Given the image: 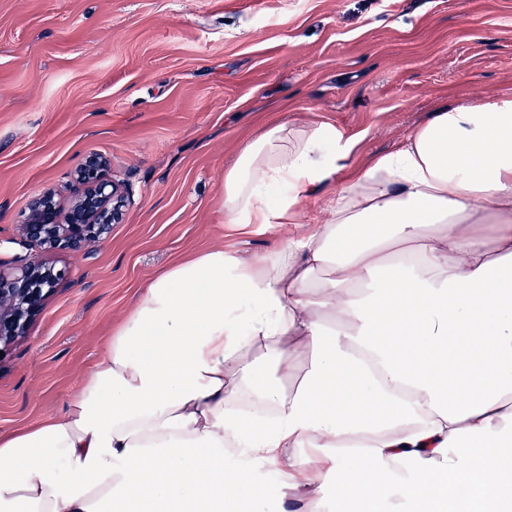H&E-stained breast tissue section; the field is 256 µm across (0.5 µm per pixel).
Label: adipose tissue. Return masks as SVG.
I'll return each instance as SVG.
<instances>
[{"label":"adipose tissue","instance_id":"1","mask_svg":"<svg viewBox=\"0 0 512 512\" xmlns=\"http://www.w3.org/2000/svg\"><path fill=\"white\" fill-rule=\"evenodd\" d=\"M352 148L240 146L229 223H304L330 185L327 221L156 275L81 393L0 433V512H244L270 468L304 512H512V98L441 105L337 184Z\"/></svg>","mask_w":512,"mask_h":512}]
</instances>
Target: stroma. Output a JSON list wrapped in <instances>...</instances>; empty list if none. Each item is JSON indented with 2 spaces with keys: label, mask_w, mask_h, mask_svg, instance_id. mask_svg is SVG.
I'll return each mask as SVG.
<instances>
[{
  "label": "stroma",
  "mask_w": 512,
  "mask_h": 512,
  "mask_svg": "<svg viewBox=\"0 0 512 512\" xmlns=\"http://www.w3.org/2000/svg\"><path fill=\"white\" fill-rule=\"evenodd\" d=\"M512 97V0H0V260L37 192L105 156L135 203L0 352V433L60 413L113 327L183 255L279 250L326 218L242 231L224 167L266 124L328 123L349 181L441 104Z\"/></svg>",
  "instance_id": "1"
}]
</instances>
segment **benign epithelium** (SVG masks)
Returning a JSON list of instances; mask_svg holds the SVG:
<instances>
[{
    "instance_id": "obj_1",
    "label": "benign epithelium",
    "mask_w": 512,
    "mask_h": 512,
    "mask_svg": "<svg viewBox=\"0 0 512 512\" xmlns=\"http://www.w3.org/2000/svg\"><path fill=\"white\" fill-rule=\"evenodd\" d=\"M80 190L66 206L46 190L30 200L28 220L19 225L31 253L14 259L8 269L0 262V351L26 333L48 294L66 274L51 272L41 254L54 250L80 252L101 244L119 223L130 188L114 178L108 162L91 154L76 173Z\"/></svg>"
}]
</instances>
